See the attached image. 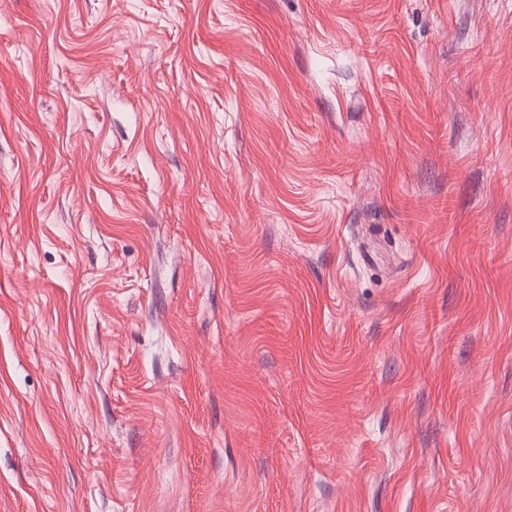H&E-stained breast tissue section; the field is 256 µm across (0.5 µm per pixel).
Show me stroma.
I'll return each mask as SVG.
<instances>
[{
    "label": "stroma",
    "instance_id": "1",
    "mask_svg": "<svg viewBox=\"0 0 512 512\" xmlns=\"http://www.w3.org/2000/svg\"><path fill=\"white\" fill-rule=\"evenodd\" d=\"M0 512H512V0H0Z\"/></svg>",
    "mask_w": 512,
    "mask_h": 512
}]
</instances>
